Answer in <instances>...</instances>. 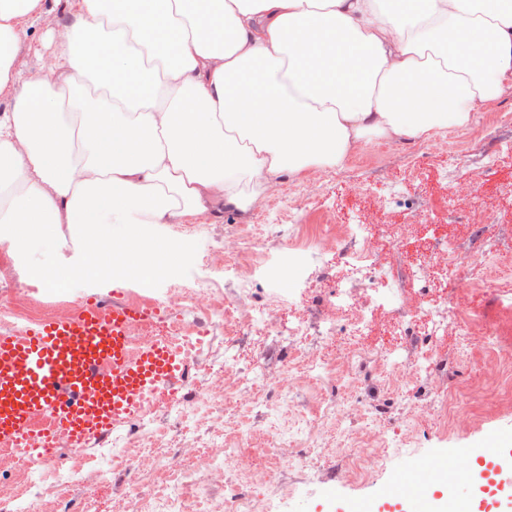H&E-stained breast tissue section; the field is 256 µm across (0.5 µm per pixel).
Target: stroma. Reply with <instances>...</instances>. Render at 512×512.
Here are the masks:
<instances>
[{"label": "stroma", "mask_w": 512, "mask_h": 512, "mask_svg": "<svg viewBox=\"0 0 512 512\" xmlns=\"http://www.w3.org/2000/svg\"><path fill=\"white\" fill-rule=\"evenodd\" d=\"M28 26L26 67L50 69L54 37L40 20L30 19ZM358 154V160H345L339 168L312 167L298 176L280 177L274 192L256 195L248 211L228 209L220 219L210 214L180 217L172 226L175 235L195 242L198 261L187 278H168L145 287V294L155 298L204 288L221 298L268 304L271 315H278V291L261 274L244 279L213 271L207 263L210 255L247 249L243 229L248 226L260 229L261 250L275 261L282 258L283 244L295 225L347 215L367 224L375 260L402 289L396 307L377 309L370 317L364 340L367 352L344 381L348 401L335 421L337 434L325 436L322 461L311 471L300 462L308 450V421L323 405V391L300 373L288 394L277 393L276 386L287 375L295 349L324 352L318 326L328 322L341 326L352 319V312L325 306L330 290L346 288L366 297V289L343 262L354 243H333L330 260L318 257L309 265L305 299L288 312L289 319L310 324L312 331L303 342L275 329L242 334L231 322L209 327L198 347L196 386L215 395L227 392L231 407H203L183 422L162 412L154 415L158 448L192 468V478L204 493L203 498L187 502L188 512H210L211 503L223 499V476L208 469L203 460L244 429L283 434L284 445L278 450L281 463L272 475H265L248 456L235 459L230 467L244 484L259 486L273 479L277 492L269 503L270 512H288V503L309 489L315 505L325 487L337 488L342 501L377 496L380 483L397 464L442 449L456 455L512 422V406L490 404L484 418L466 428L442 433L420 423V413L436 390L467 386L473 401L483 400L475 383V362L453 341L437 343L419 332L406 336L400 349L403 358L410 360L429 350L435 367L427 377L396 393L389 391L386 377L378 371L374 352L381 340L393 336L398 321L423 315L446 301L456 311L482 313L495 326L512 331V93L474 113L467 126L453 130L447 145L430 147L420 140L401 146L371 135ZM447 240L467 261L458 284L437 271L448 261L443 246ZM425 255L431 267L411 276L413 261ZM252 368L268 385L260 398L247 379ZM367 412L379 419L389 439L388 456L368 482L355 485L348 479L349 462L338 447V437L359 431ZM94 482V473H87L83 484L70 491L71 499L82 503L86 512H141L137 502L121 500L117 491L123 482L121 473H114L112 488H98Z\"/></svg>", "instance_id": "obj_1"}]
</instances>
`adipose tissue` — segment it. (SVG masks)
I'll return each mask as SVG.
<instances>
[{"label":"adipose tissue","instance_id":"adipose-tissue-1","mask_svg":"<svg viewBox=\"0 0 512 512\" xmlns=\"http://www.w3.org/2000/svg\"><path fill=\"white\" fill-rule=\"evenodd\" d=\"M68 2L44 74L19 61L43 0H0V244L53 292L183 274L174 218L248 211L245 184L340 166L371 133L431 138L512 93V0H163V68L95 96L90 49L143 35L145 14ZM62 224L81 250L60 260Z\"/></svg>","mask_w":512,"mask_h":512}]
</instances>
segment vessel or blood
Returning a JSON list of instances; mask_svg holds the SVG:
<instances>
[{"label":"vessel or blood","instance_id":"vessel-or-blood-1","mask_svg":"<svg viewBox=\"0 0 512 512\" xmlns=\"http://www.w3.org/2000/svg\"><path fill=\"white\" fill-rule=\"evenodd\" d=\"M148 310L94 298L25 335L0 331V444L44 459L57 433L87 447L140 416L151 395L179 393L190 369L166 337L134 346ZM472 512H512V472L479 460L461 490Z\"/></svg>","mask_w":512,"mask_h":512}]
</instances>
